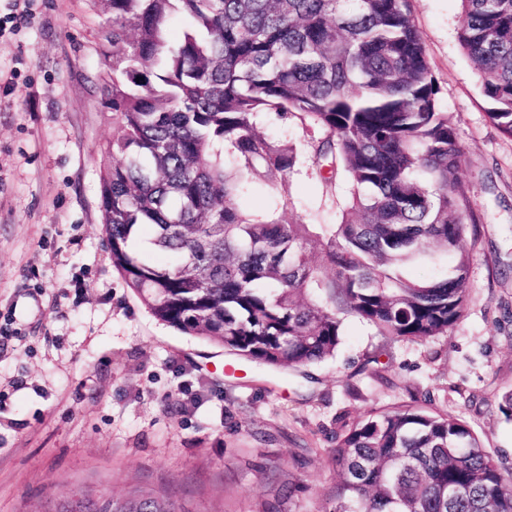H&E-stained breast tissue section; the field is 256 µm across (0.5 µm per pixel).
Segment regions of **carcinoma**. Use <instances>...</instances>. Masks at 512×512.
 <instances>
[{
    "instance_id": "carcinoma-1",
    "label": "carcinoma",
    "mask_w": 512,
    "mask_h": 512,
    "mask_svg": "<svg viewBox=\"0 0 512 512\" xmlns=\"http://www.w3.org/2000/svg\"><path fill=\"white\" fill-rule=\"evenodd\" d=\"M96 2L101 92L122 131L101 174V224L112 268L156 319L288 369L335 356L346 314L399 340L448 333L468 295L461 242L479 218L409 0ZM461 6L460 46L490 120L512 138V0ZM174 14L188 25L171 49ZM271 113L314 133L309 160L327 186L345 173L342 219L326 238L288 218L285 195L263 216L235 204L244 187L273 190L297 165L294 145L259 131ZM226 146L237 179L224 173ZM145 226L175 263L140 255ZM436 254L452 257L442 276L404 275ZM333 461L325 512H512V476L448 413L372 410L344 424ZM47 512L185 509L151 488L81 486Z\"/></svg>"
}]
</instances>
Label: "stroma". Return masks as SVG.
I'll return each mask as SVG.
<instances>
[{
	"instance_id": "obj_1",
	"label": "stroma",
	"mask_w": 512,
	"mask_h": 512,
	"mask_svg": "<svg viewBox=\"0 0 512 512\" xmlns=\"http://www.w3.org/2000/svg\"><path fill=\"white\" fill-rule=\"evenodd\" d=\"M462 149L477 233L462 317L397 341L349 316L334 358L272 369L156 320L112 268L100 223L103 151L119 130L101 95L103 16L93 0H0V512H42L84 484L147 486L189 512H322L344 424L416 404L461 417L512 473V139L489 119L457 38L459 0H410ZM296 145L295 218L330 234L342 191ZM232 372H225V365Z\"/></svg>"
}]
</instances>
